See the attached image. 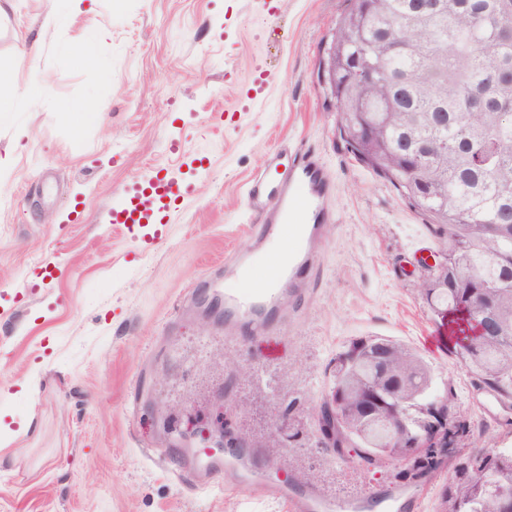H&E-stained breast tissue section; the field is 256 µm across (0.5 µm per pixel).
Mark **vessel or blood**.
<instances>
[{"label": "vessel or blood", "instance_id": "b4317fda", "mask_svg": "<svg viewBox=\"0 0 512 512\" xmlns=\"http://www.w3.org/2000/svg\"><path fill=\"white\" fill-rule=\"evenodd\" d=\"M286 171L268 166L246 185L245 198L251 215L258 217L254 248L264 250L273 239L288 243L283 256L268 271L266 287L253 292L226 295L232 317L248 322L252 330L265 326L267 314L277 310L286 278L311 283L317 274L316 246L322 225L331 223L328 201L335 191L332 175L312 149L290 151ZM188 186L172 173L152 172L135 181L112 206L110 221L124 225L138 236L147 224L162 223ZM290 512H362L363 498L331 500L308 488L278 486L274 489ZM386 512H418L420 495L401 490L380 495Z\"/></svg>", "mask_w": 512, "mask_h": 512}]
</instances>
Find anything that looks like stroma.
<instances>
[{
	"label": "stroma",
	"mask_w": 512,
	"mask_h": 512,
	"mask_svg": "<svg viewBox=\"0 0 512 512\" xmlns=\"http://www.w3.org/2000/svg\"><path fill=\"white\" fill-rule=\"evenodd\" d=\"M348 7L83 0L49 25L48 0H0V74L17 90L0 118L12 166L0 178V512H289L227 471L179 464L243 440L268 484L334 497L412 486L420 512H435L457 455L512 448V410L459 364L421 292L435 250L426 217L339 134L323 57ZM89 27L107 36L83 61ZM90 100L102 121L75 126L68 109ZM291 145L316 150L336 184L320 272L266 337L231 335L211 302L259 288L272 259L230 266L253 247L246 184ZM152 170L192 191L145 249L109 211ZM369 335L411 345L434 389L454 386L467 431L435 477L318 447L331 362Z\"/></svg>",
	"instance_id": "1"
}]
</instances>
